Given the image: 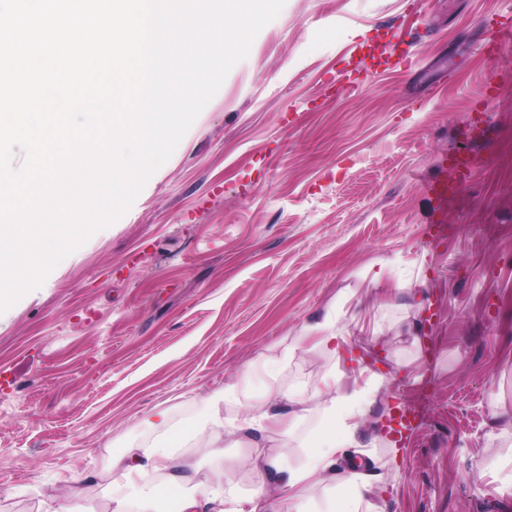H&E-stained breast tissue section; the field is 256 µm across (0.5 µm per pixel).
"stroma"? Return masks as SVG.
<instances>
[{
	"mask_svg": "<svg viewBox=\"0 0 512 512\" xmlns=\"http://www.w3.org/2000/svg\"><path fill=\"white\" fill-rule=\"evenodd\" d=\"M499 15L512 0H286L130 209L0 313V512H50L73 476L113 512L109 462L156 439L159 406L238 494L254 460L308 462L316 411L287 439L225 435L218 462L183 429L223 388L227 420L272 386L324 389L335 359L286 349L330 308L381 380L361 438L378 512L512 504V47L478 50ZM463 149L481 161L429 242L424 184ZM399 404L422 415L403 448L378 422Z\"/></svg>",
	"mask_w": 512,
	"mask_h": 512,
	"instance_id": "stroma-1",
	"label": "stroma"
}]
</instances>
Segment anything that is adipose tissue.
Returning <instances> with one entry per match:
<instances>
[{
	"label": "adipose tissue",
	"instance_id": "obj_1",
	"mask_svg": "<svg viewBox=\"0 0 512 512\" xmlns=\"http://www.w3.org/2000/svg\"><path fill=\"white\" fill-rule=\"evenodd\" d=\"M352 339L338 330L336 315L328 311L321 320L306 325L294 337L290 351H322L336 360H345ZM362 371L351 370L350 386L337 391L328 386V401L318 402L316 411L326 419L327 435L309 463L293 466L282 458L268 457L255 463L257 481L252 493L240 496L223 479L203 480L201 466L191 455L173 451L163 442L169 432L167 410L149 415L147 425L158 432V440L139 443L113 456V466L125 477L131 500H118L114 512H165V493L177 496L176 512H275L279 500L293 502L298 512H315L305 498L309 486L332 487L352 507H359L373 492L364 467L350 458L349 449L360 447V425L367 414L361 401ZM305 400L280 390H272L269 398L248 405L234 424L238 434L254 438L268 430L279 429L289 435L302 413Z\"/></svg>",
	"mask_w": 512,
	"mask_h": 512
}]
</instances>
